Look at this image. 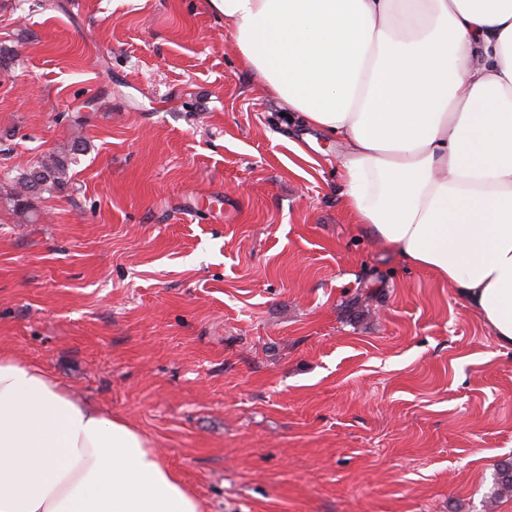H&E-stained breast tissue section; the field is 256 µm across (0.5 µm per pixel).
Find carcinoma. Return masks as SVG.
I'll return each mask as SVG.
<instances>
[{"mask_svg": "<svg viewBox=\"0 0 512 512\" xmlns=\"http://www.w3.org/2000/svg\"><path fill=\"white\" fill-rule=\"evenodd\" d=\"M82 141L75 138L71 144L37 157L31 166L16 173L0 176V203L32 223L37 210L33 201L44 194L62 193L72 180V166L83 151Z\"/></svg>", "mask_w": 512, "mask_h": 512, "instance_id": "carcinoma-1", "label": "carcinoma"}]
</instances>
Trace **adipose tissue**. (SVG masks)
Returning <instances> with one entry per match:
<instances>
[{
  "mask_svg": "<svg viewBox=\"0 0 512 512\" xmlns=\"http://www.w3.org/2000/svg\"><path fill=\"white\" fill-rule=\"evenodd\" d=\"M239 57L336 138L340 201L512 350V0H209ZM0 512H202L156 447L0 352Z\"/></svg>",
  "mask_w": 512,
  "mask_h": 512,
  "instance_id": "obj_1",
  "label": "adipose tissue"
}]
</instances>
